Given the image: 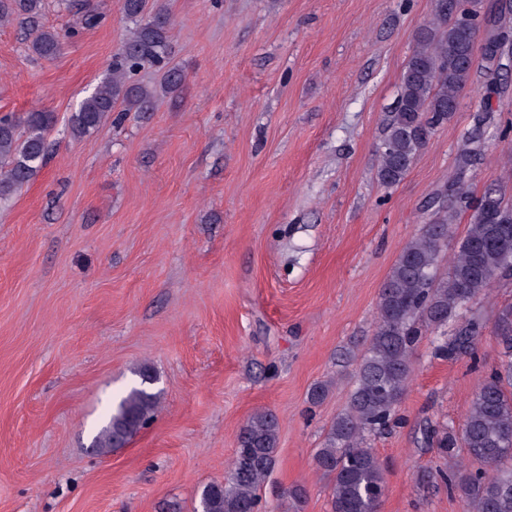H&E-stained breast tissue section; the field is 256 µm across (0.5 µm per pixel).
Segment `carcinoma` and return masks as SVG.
Masks as SVG:
<instances>
[{
  "label": "carcinoma",
  "instance_id": "1",
  "mask_svg": "<svg viewBox=\"0 0 512 512\" xmlns=\"http://www.w3.org/2000/svg\"><path fill=\"white\" fill-rule=\"evenodd\" d=\"M81 13V28H93L105 15L88 4L59 0ZM148 0H122V13L134 24L106 76L85 96L69 118L76 138L88 136L114 112L143 111L162 92L177 93L182 72L172 67L160 89L130 80L145 64H163L168 57L171 19L163 5L147 11ZM45 0H0V22L42 15ZM480 12L472 0H436L432 19L416 34V48L401 76L400 90L381 144L377 177L386 187L401 181L416 156L457 111L472 73L481 69L501 75L512 69V47L505 32L491 36L477 58L475 44ZM79 28V29H81ZM72 28L71 35L79 33ZM61 34L39 26L27 50L37 58L56 56ZM52 112L0 116V203L31 182L40 172L55 124ZM431 223L403 247L379 292L378 317L367 345L356 357L354 386L347 408L336 415L318 449L317 467L331 477L332 512H378L385 474L372 448L370 433L385 429L395 415L413 372L412 352L428 330L445 328L458 312L493 282L512 277V205L495 190L470 203L473 220L454 253L448 276L436 265L446 246L454 211L444 194L432 197ZM485 323L471 317L454 328L451 340L438 343L442 354L471 353ZM496 329L504 359L483 381L461 428H448L437 438L442 454L452 459L464 448L480 464L472 470L458 463L448 472L428 473L458 493L470 512H512V308L503 309ZM156 396L134 388L122 397L95 443L98 451L119 447L153 416ZM278 420L269 410L255 412L238 431L237 446L222 483L205 485L196 512H264L259 495L275 465Z\"/></svg>",
  "mask_w": 512,
  "mask_h": 512
}]
</instances>
